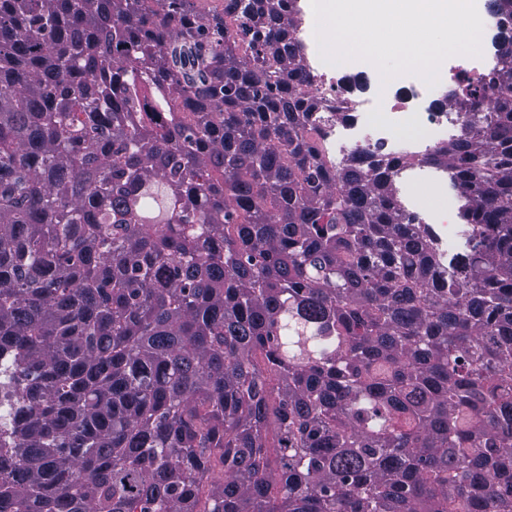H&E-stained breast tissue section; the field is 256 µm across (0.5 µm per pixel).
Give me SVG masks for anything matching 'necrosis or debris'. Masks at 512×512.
<instances>
[{
  "instance_id": "4bbe7bcc",
  "label": "necrosis or debris",
  "mask_w": 512,
  "mask_h": 512,
  "mask_svg": "<svg viewBox=\"0 0 512 512\" xmlns=\"http://www.w3.org/2000/svg\"><path fill=\"white\" fill-rule=\"evenodd\" d=\"M476 6L484 25L481 56L447 58L433 86L419 77L382 83L377 69L364 61L328 65L319 55L313 11L301 13L306 63L320 102L315 120L325 157L338 166L362 152L402 159L394 184L401 215L408 222L428 225L445 255L468 239L465 226L458 222L457 194L448 186L447 171L417 164L415 158L459 135L449 91L487 77L498 64L501 37L512 33V15L491 14L487 0H476Z\"/></svg>"
}]
</instances>
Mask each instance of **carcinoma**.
<instances>
[{"label": "carcinoma", "mask_w": 512, "mask_h": 512, "mask_svg": "<svg viewBox=\"0 0 512 512\" xmlns=\"http://www.w3.org/2000/svg\"><path fill=\"white\" fill-rule=\"evenodd\" d=\"M209 2L0 0V512H512V39L445 264L292 0Z\"/></svg>", "instance_id": "carcinoma-1"}]
</instances>
